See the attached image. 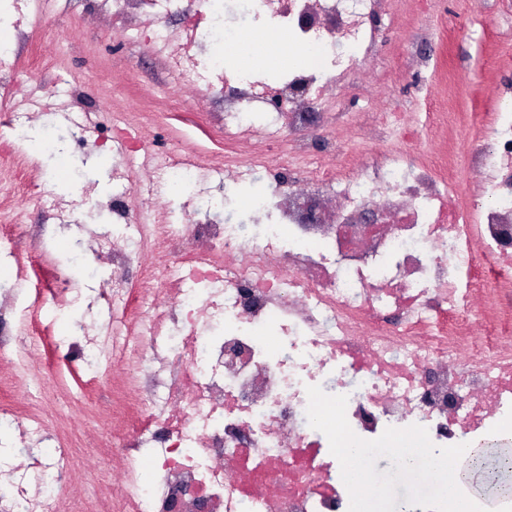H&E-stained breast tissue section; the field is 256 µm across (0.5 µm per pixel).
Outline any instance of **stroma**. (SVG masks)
Segmentation results:
<instances>
[{"label":"stroma","instance_id":"obj_1","mask_svg":"<svg viewBox=\"0 0 512 512\" xmlns=\"http://www.w3.org/2000/svg\"><path fill=\"white\" fill-rule=\"evenodd\" d=\"M93 0H46L31 41L0 28V40L14 50L17 101L30 139L45 149L32 161L17 147L19 192L0 193V219L20 215L18 234L24 248L21 263L0 261V289L26 275L29 286L14 311L0 313V335L25 344L21 329L34 325L45 336L63 335L79 310H61L58 320L36 316L45 295L40 268L53 262L73 265L85 227L111 225L112 208L122 190L112 173V151L125 145L136 153L176 150L212 158L224 153V137L208 123L223 110V100L203 89L166 94L171 79L159 56L143 51L115 32L112 15L93 14ZM381 26L391 44L362 69L364 94L346 105V122L336 135L346 138L350 126L372 121V113H396L401 124L419 112L447 107L452 117L442 133L430 134L429 155H446L450 174H459L457 154L464 144L482 137L502 97H512V0H404V11L384 15ZM430 65L417 69L411 56ZM137 114L133 132H115L112 115ZM39 373L53 400L72 409L71 424L85 445L112 437V386L124 375L115 366L92 391L93 415H85L72 397L86 380L77 367L57 365L51 353L38 359ZM368 478L384 493L385 512H401L411 500L433 498V487L417 471H404L392 452L376 454Z\"/></svg>","mask_w":512,"mask_h":512}]
</instances>
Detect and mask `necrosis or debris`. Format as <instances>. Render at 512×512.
I'll list each match as a JSON object with an SVG mask.
<instances>
[{
	"mask_svg": "<svg viewBox=\"0 0 512 512\" xmlns=\"http://www.w3.org/2000/svg\"><path fill=\"white\" fill-rule=\"evenodd\" d=\"M393 3L112 0L123 32L187 91H222L224 45L246 31L305 52L279 84L226 99L222 159L144 154L122 166L130 190L159 195L179 176L203 194L261 180L268 156L244 167L235 156L251 136L285 148L295 176L247 202L261 220L253 231L207 212L174 224L147 210L113 225L106 320L95 334L74 320L78 339L59 337L55 350L71 365L128 366V426L110 445L124 459L122 498L57 495L77 460L71 439L46 446L56 413L24 346L11 352L24 405L0 408V447L17 438L27 464L0 457V512H166L175 496L179 512H369L378 494L362 485L361 449L426 456L428 482L449 449L512 443V313L496 301L512 280L483 271L512 270V113L491 129L493 164L468 151L481 181L475 216L461 181L417 149L424 126L400 128L393 113L363 129L384 149L359 169L310 160L360 88L361 57L385 46L376 20ZM178 238L186 251L174 250ZM134 264L131 284L123 272Z\"/></svg>",
	"mask_w": 512,
	"mask_h": 512,
	"instance_id": "necrosis-or-debris-1",
	"label": "necrosis or debris"
}]
</instances>
